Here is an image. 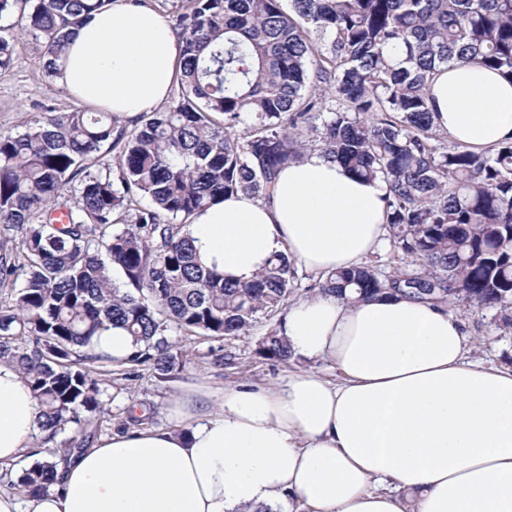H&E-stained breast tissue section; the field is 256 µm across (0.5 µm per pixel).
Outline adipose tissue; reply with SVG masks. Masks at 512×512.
<instances>
[{
    "mask_svg": "<svg viewBox=\"0 0 512 512\" xmlns=\"http://www.w3.org/2000/svg\"><path fill=\"white\" fill-rule=\"evenodd\" d=\"M184 43L155 10L119 0L79 24L57 82L130 121L169 98ZM436 126L473 151L512 134V82L444 65ZM386 185L313 152L283 168L270 198L237 194L199 212L197 253L229 281H253L287 253L324 276L384 241ZM293 355L333 365L274 389H225L176 429L113 434L60 462L44 494L0 492V512H512V368L470 360L461 320L399 296L319 294L279 327ZM43 435L21 370L0 362V465Z\"/></svg>",
    "mask_w": 512,
    "mask_h": 512,
    "instance_id": "ef3b65f1",
    "label": "adipose tissue"
}]
</instances>
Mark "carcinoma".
I'll list each match as a JSON object with an SVG mask.
<instances>
[{
	"mask_svg": "<svg viewBox=\"0 0 512 512\" xmlns=\"http://www.w3.org/2000/svg\"><path fill=\"white\" fill-rule=\"evenodd\" d=\"M182 2L180 93L166 111L132 126L110 112H48L0 133V289L10 290L0 362L25 375L43 442L82 434L68 456L93 437L113 367L147 364L166 378L185 356L168 331L240 336L288 302L291 256L231 283L200 261L189 226L229 194L270 197L309 138L355 176L385 182L393 247L389 271L338 270L320 293L512 306V136L471 151L440 136L429 106L443 64H480L512 82V0ZM110 4L0 0V70L12 62V19L55 77L73 28ZM114 327L132 338L124 359L92 348ZM259 353L291 359L275 326ZM57 457L23 469L16 485L48 491Z\"/></svg>",
	"mask_w": 512,
	"mask_h": 512,
	"instance_id": "cac0c4a2",
	"label": "carcinoma"
}]
</instances>
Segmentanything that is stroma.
<instances>
[{"instance_id":"35a3bbf8","label":"stroma","mask_w":512,"mask_h":512,"mask_svg":"<svg viewBox=\"0 0 512 512\" xmlns=\"http://www.w3.org/2000/svg\"><path fill=\"white\" fill-rule=\"evenodd\" d=\"M81 108L80 101L42 70L32 36L19 34L13 62L0 73V133L21 131L24 122L38 119L47 111L64 113ZM451 312L463 322L472 340L470 359L489 367H512V308L481 309L459 304ZM269 327V322L263 320L246 336L187 341L185 365L170 379L158 378L145 365L134 367L125 376H110L104 386L109 412L99 422L96 439L134 432L141 426L177 428V401H191L197 408L204 395L220 396L233 385L274 388L289 374L304 369L340 380V373L323 361L294 359L284 364L259 357L256 349Z\"/></svg>"}]
</instances>
